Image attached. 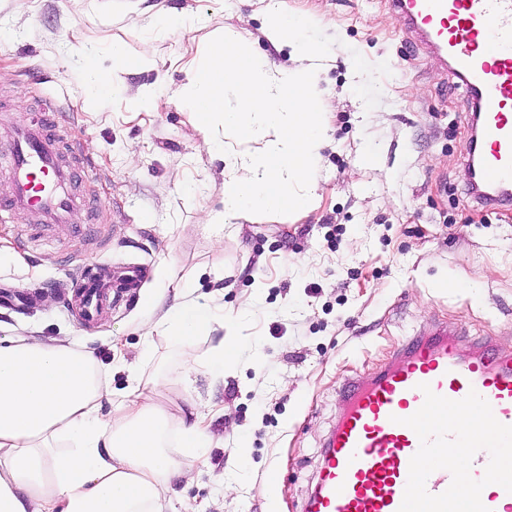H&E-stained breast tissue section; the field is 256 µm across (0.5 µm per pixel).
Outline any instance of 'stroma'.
<instances>
[{"mask_svg": "<svg viewBox=\"0 0 512 512\" xmlns=\"http://www.w3.org/2000/svg\"><path fill=\"white\" fill-rule=\"evenodd\" d=\"M267 0H0V134L33 123L36 100L58 108L66 140L86 156L81 187L101 203L94 225L25 236L22 217L0 219V287L37 292L34 307L0 304V337L26 336L94 351L109 390L128 385L112 367V343L144 374L163 372L171 412H209L215 445L207 461L173 477L169 512H302L336 426L345 383L378 374L397 347L445 322L466 345L493 335L512 352V205L494 209L469 192L471 105L455 78L403 38L383 0H281L299 39L330 61L319 85L332 102L305 211L240 221L217 238L201 211L220 204L224 174L188 109L187 65L206 56L224 28L238 30L274 67L293 65L291 47L264 34ZM166 12L182 25L152 31ZM307 17L321 19L317 29ZM153 63L96 90L75 49L110 65L113 42ZM153 86L158 107L138 112L130 94ZM149 263L143 291L153 309L122 304L83 325L59 290L77 268ZM191 280L216 300L224 323L213 340L240 346L217 378L198 370L184 385L177 355L156 339L139 357L141 327ZM278 481L262 489L268 472Z\"/></svg>", "mask_w": 512, "mask_h": 512, "instance_id": "stroma-1", "label": "stroma"}]
</instances>
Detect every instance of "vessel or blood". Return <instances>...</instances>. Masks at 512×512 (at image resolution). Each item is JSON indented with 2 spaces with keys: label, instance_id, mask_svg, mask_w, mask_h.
Returning <instances> with one entry per match:
<instances>
[{
  "label": "vessel or blood",
  "instance_id": "obj_1",
  "mask_svg": "<svg viewBox=\"0 0 512 512\" xmlns=\"http://www.w3.org/2000/svg\"><path fill=\"white\" fill-rule=\"evenodd\" d=\"M403 21L407 43L437 55L479 114L480 176L496 194L489 204L512 202V0H385ZM34 124L10 129L5 150L15 170L0 213L31 216L50 227L71 224L88 208L77 195V165L63 160L56 107L40 103ZM147 274L132 262L115 276L79 269L83 322L98 321L111 303L131 297ZM347 404L323 452L302 512H512V354L492 337L475 357H464L447 326L412 340L375 378L345 388ZM460 412L454 422L448 410ZM508 449L491 461L486 447ZM455 449L449 467L438 451ZM493 477L494 489L482 483Z\"/></svg>",
  "mask_w": 512,
  "mask_h": 512
}]
</instances>
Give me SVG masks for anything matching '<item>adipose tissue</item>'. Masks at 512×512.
I'll list each match as a JSON object with an SVG mask.
<instances>
[{
  "mask_svg": "<svg viewBox=\"0 0 512 512\" xmlns=\"http://www.w3.org/2000/svg\"><path fill=\"white\" fill-rule=\"evenodd\" d=\"M296 26L279 0H268L266 34L294 47L297 63L271 67L241 34L225 29L208 59L190 64V107L196 129L229 174L220 209L204 224L216 232L255 214L308 208L312 192L292 186L311 182L326 136L327 107L318 91L325 57L318 45L299 43ZM223 125L241 142L257 130L268 139L246 154L225 153L212 140ZM217 305L196 299L183 284L178 301L155 322L143 324V346L161 337L178 350L185 371L199 360L188 343L219 323ZM127 370V391L107 396L91 351L73 344L24 336L0 338V512H160L170 478L186 463L202 461L211 446L207 416L200 409L175 416L145 391H159L163 374L144 377L115 352ZM109 414H102L103 402Z\"/></svg>",
  "mask_w": 512,
  "mask_h": 512,
  "instance_id": "adipose-tissue-1",
  "label": "adipose tissue"
}]
</instances>
